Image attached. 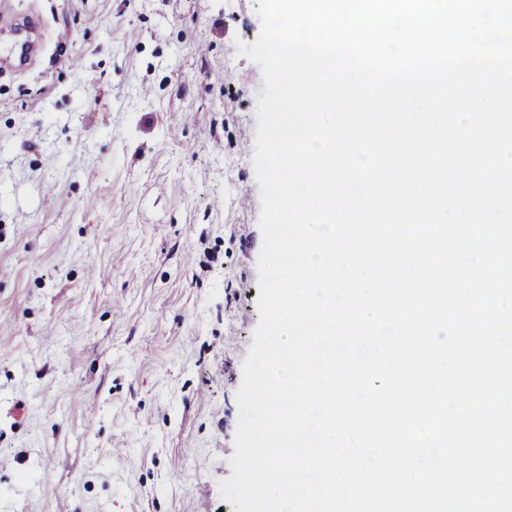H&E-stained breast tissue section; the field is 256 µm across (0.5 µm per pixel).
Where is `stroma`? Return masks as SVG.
I'll list each match as a JSON object with an SVG mask.
<instances>
[{"mask_svg": "<svg viewBox=\"0 0 512 512\" xmlns=\"http://www.w3.org/2000/svg\"><path fill=\"white\" fill-rule=\"evenodd\" d=\"M0 7L47 43L0 68V512H234L264 89L237 44L257 2Z\"/></svg>", "mask_w": 512, "mask_h": 512, "instance_id": "stroma-1", "label": "stroma"}]
</instances>
